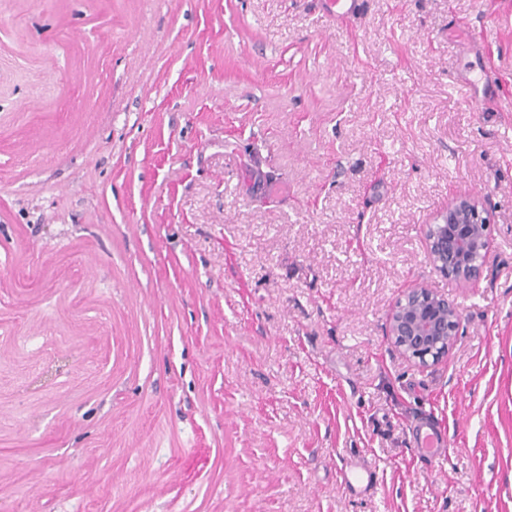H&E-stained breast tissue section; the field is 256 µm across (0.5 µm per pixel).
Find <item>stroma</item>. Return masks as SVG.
I'll use <instances>...</instances> for the list:
<instances>
[{"instance_id":"1","label":"stroma","mask_w":512,"mask_h":512,"mask_svg":"<svg viewBox=\"0 0 512 512\" xmlns=\"http://www.w3.org/2000/svg\"><path fill=\"white\" fill-rule=\"evenodd\" d=\"M465 195L473 288L424 243ZM0 512H512V0H0ZM326 12L336 19H347L359 14L361 0H324ZM492 219L474 197H456L425 230L426 257L435 271L463 285L481 276ZM459 310L431 288L403 291L387 318V336L401 354L423 367L438 363L454 343ZM413 442L420 455L429 460L446 456L451 450L441 428L429 421L414 426ZM342 481L351 490L368 492L377 486L375 469L366 461L351 459L341 470Z\"/></svg>"}]
</instances>
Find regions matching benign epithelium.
Masks as SVG:
<instances>
[{"instance_id":"7a95c632","label":"benign epithelium","mask_w":512,"mask_h":512,"mask_svg":"<svg viewBox=\"0 0 512 512\" xmlns=\"http://www.w3.org/2000/svg\"><path fill=\"white\" fill-rule=\"evenodd\" d=\"M492 219L473 197H457L426 225V257L435 271L463 285L481 276L489 252ZM459 310L426 287L403 291L387 318V336L401 354L423 367L438 363L454 343Z\"/></svg>"}]
</instances>
